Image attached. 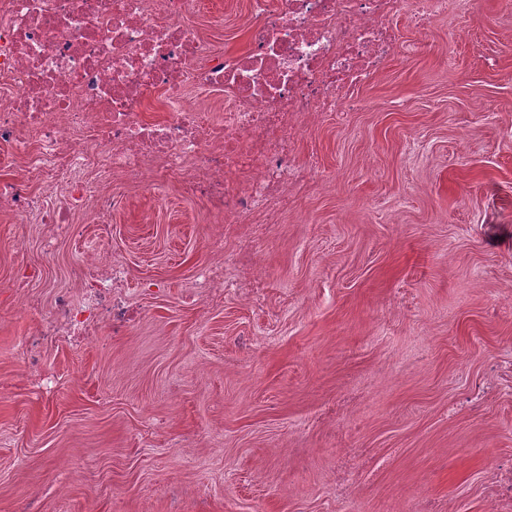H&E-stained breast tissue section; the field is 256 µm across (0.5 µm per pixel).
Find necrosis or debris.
<instances>
[{
    "instance_id": "4bbe7bcc",
    "label": "necrosis or debris",
    "mask_w": 512,
    "mask_h": 512,
    "mask_svg": "<svg viewBox=\"0 0 512 512\" xmlns=\"http://www.w3.org/2000/svg\"><path fill=\"white\" fill-rule=\"evenodd\" d=\"M201 0H0V143L27 174L60 193L42 205L0 182L16 223L71 229L72 216L105 224L114 183L149 191L176 182L228 224L278 223L293 188L324 177L296 160L301 134L327 114L360 107L357 88L404 50L396 21L419 23L472 0H253L260 22L247 50L215 52L188 19ZM194 85L224 96L215 116L185 101ZM161 94L169 110L144 108ZM94 169L89 180L77 172ZM123 266L79 267V297L58 293L38 337L19 347L54 384L43 337L80 338L123 326Z\"/></svg>"
}]
</instances>
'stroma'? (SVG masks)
Returning a JSON list of instances; mask_svg holds the SVG:
<instances>
[{
	"label": "stroma",
	"mask_w": 512,
	"mask_h": 512,
	"mask_svg": "<svg viewBox=\"0 0 512 512\" xmlns=\"http://www.w3.org/2000/svg\"><path fill=\"white\" fill-rule=\"evenodd\" d=\"M190 22L235 55L257 19ZM398 28L425 51L301 139L327 182L254 241L260 287L190 299L212 238L252 229L174 183L117 186L104 238L0 209V512H487L512 462V0ZM89 249L124 264L129 322L45 340V392L18 345Z\"/></svg>",
	"instance_id": "obj_1"
}]
</instances>
